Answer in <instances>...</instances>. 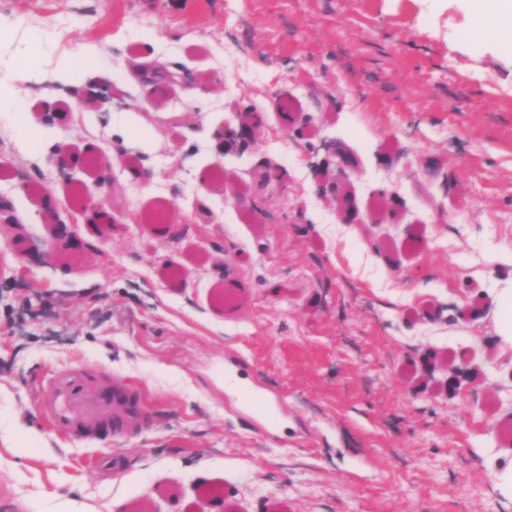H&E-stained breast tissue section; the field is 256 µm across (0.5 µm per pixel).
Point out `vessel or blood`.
<instances>
[{
	"mask_svg": "<svg viewBox=\"0 0 512 512\" xmlns=\"http://www.w3.org/2000/svg\"><path fill=\"white\" fill-rule=\"evenodd\" d=\"M38 409L54 433L84 442L117 443L148 422L139 388L85 363L63 368L41 385Z\"/></svg>",
	"mask_w": 512,
	"mask_h": 512,
	"instance_id": "vessel-or-blood-1",
	"label": "vessel or blood"
}]
</instances>
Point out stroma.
I'll return each mask as SVG.
<instances>
[{
  "label": "stroma",
  "instance_id": "obj_1",
  "mask_svg": "<svg viewBox=\"0 0 512 512\" xmlns=\"http://www.w3.org/2000/svg\"><path fill=\"white\" fill-rule=\"evenodd\" d=\"M475 22L461 0H0V94L63 111L24 152L0 112V196L25 233L45 227L24 181L66 214L88 179L60 176L58 147L152 172L113 163L115 222L82 232L78 263L24 267L0 235V512H206L208 482L230 512H512V54L458 42ZM89 53L101 66L65 74ZM142 55L173 79L136 76ZM247 111L254 144L224 151ZM324 139L344 153L318 173ZM340 172L360 211L386 190L394 214L341 223L319 194ZM160 208L179 238L145 231ZM462 357L474 380L446 397ZM82 361L150 412L115 474L110 443L37 408L38 381Z\"/></svg>",
  "mask_w": 512,
  "mask_h": 512
}]
</instances>
